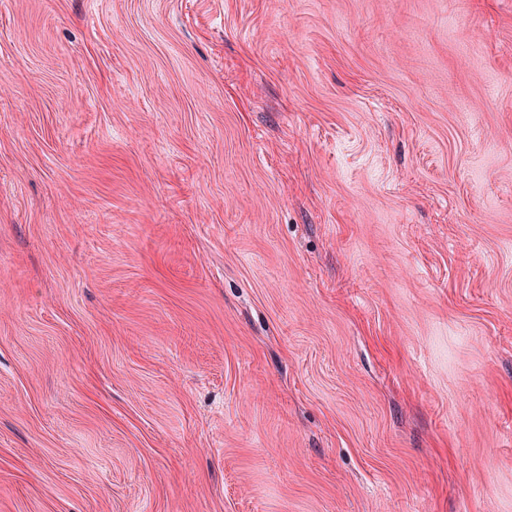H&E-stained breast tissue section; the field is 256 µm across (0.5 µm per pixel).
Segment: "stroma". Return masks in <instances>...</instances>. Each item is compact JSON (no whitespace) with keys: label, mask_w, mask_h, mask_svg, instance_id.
<instances>
[{"label":"stroma","mask_w":512,"mask_h":512,"mask_svg":"<svg viewBox=\"0 0 512 512\" xmlns=\"http://www.w3.org/2000/svg\"><path fill=\"white\" fill-rule=\"evenodd\" d=\"M0 512H512V0H0Z\"/></svg>","instance_id":"1"}]
</instances>
